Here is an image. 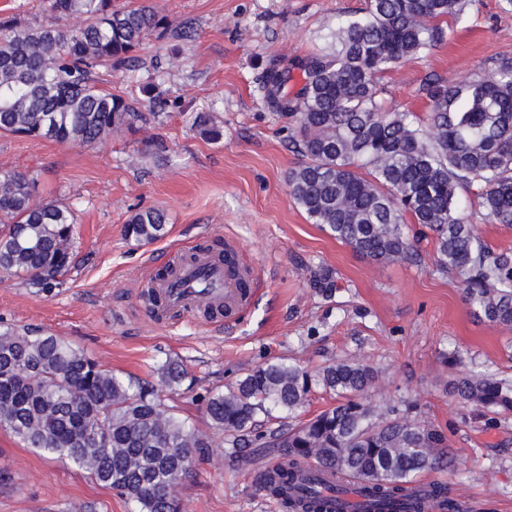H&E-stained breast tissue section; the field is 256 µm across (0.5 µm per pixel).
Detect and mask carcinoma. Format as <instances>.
<instances>
[{
  "instance_id": "1",
  "label": "carcinoma",
  "mask_w": 512,
  "mask_h": 512,
  "mask_svg": "<svg viewBox=\"0 0 512 512\" xmlns=\"http://www.w3.org/2000/svg\"><path fill=\"white\" fill-rule=\"evenodd\" d=\"M469 2L369 0L364 15L336 27V49L268 68L258 88L271 112L297 124L292 143L304 162L288 189L312 223L365 259L394 263L417 255L403 230L410 216L433 234L439 270L463 278L472 313L511 331L512 253L485 246L461 215L458 190H475L491 222L512 225V60L486 78L429 81L424 119L390 110L377 89L380 74L443 41L441 23L463 19ZM49 8L85 25L0 21V133L91 145L135 130L144 113L94 73L133 66L165 18L112 0H49ZM295 71L301 84L292 91ZM193 125L210 140L223 136L206 112ZM34 191L29 175L0 172V274L50 296L75 265V213L34 202ZM123 232L158 241L166 215L140 210ZM376 378L362 361L309 371L274 358L204 396L216 441L170 404L195 382L181 360L169 357L140 379L103 368L60 336L10 327L0 332V430L86 470L131 512H182L174 489L192 477L197 450L230 448L247 463L256 443L276 449L260 485L287 512H413V480L442 461L443 439L421 420L380 419L369 399ZM316 388L336 404L293 423ZM450 388L465 404L512 410V380L469 370ZM261 414L274 427L258 435ZM428 494L445 512H462L446 486Z\"/></svg>"
}]
</instances>
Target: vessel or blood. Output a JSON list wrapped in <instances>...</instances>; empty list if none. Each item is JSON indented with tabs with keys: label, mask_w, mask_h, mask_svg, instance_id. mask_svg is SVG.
<instances>
[{
	"label": "vessel or blood",
	"mask_w": 512,
	"mask_h": 512,
	"mask_svg": "<svg viewBox=\"0 0 512 512\" xmlns=\"http://www.w3.org/2000/svg\"><path fill=\"white\" fill-rule=\"evenodd\" d=\"M146 286L155 296L152 312L158 320L170 324L193 316L201 305L208 304L220 310L214 323L228 331L258 292L251 266L234 248L222 256L192 251L187 258L174 262L171 274L150 278Z\"/></svg>",
	"instance_id": "b4317fda"
}]
</instances>
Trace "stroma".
<instances>
[{"label":"stroma","instance_id":"35a3bbf8","mask_svg":"<svg viewBox=\"0 0 512 512\" xmlns=\"http://www.w3.org/2000/svg\"><path fill=\"white\" fill-rule=\"evenodd\" d=\"M152 6L188 37L150 33L130 70L97 69L101 87L139 111L147 87L168 106L133 133L78 145L0 134V171L32 174L37 200H56L76 215V266L49 297L18 277H0V327L49 332L83 349L104 368L148 378L166 356L196 378L178 396L182 416L207 429L200 398L225 389L267 360L308 368L361 360L378 374L371 399L382 417L425 421L444 437L447 457L422 478L447 485L465 512H512V413L458 403L445 355L465 369L512 379V332L477 319L457 275L435 266L433 237L415 262L372 263L309 221L288 193L301 157L292 127L270 112L258 90L266 68L328 49L338 22L362 15L368 0H126ZM512 59V5L472 0L436 47L382 75L392 109L425 116L427 81L451 84L487 76ZM211 113L224 135L214 142L192 124ZM166 145L154 151L153 141ZM462 214L494 250H512V226L489 222L472 191L459 192ZM163 210L168 235L126 240L132 213ZM238 246L259 293L232 334L199 316L178 326L156 321L138 288L154 266L198 247ZM330 292H323L322 282ZM274 457L251 451L242 465L221 450L196 457L194 476L175 489L184 512H282L259 475ZM0 512H129L127 501L77 465L24 445L0 430Z\"/></svg>","mask_w":512,"mask_h":512}]
</instances>
